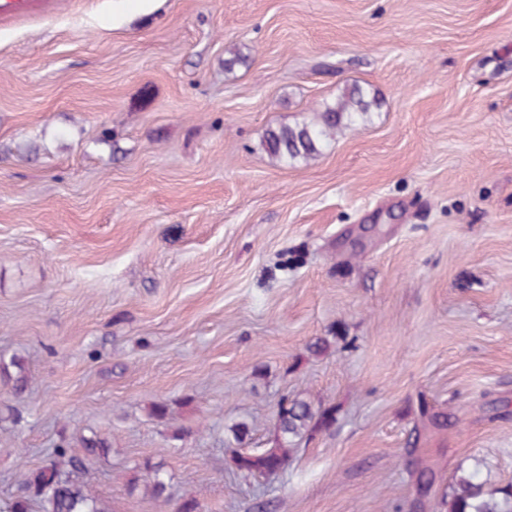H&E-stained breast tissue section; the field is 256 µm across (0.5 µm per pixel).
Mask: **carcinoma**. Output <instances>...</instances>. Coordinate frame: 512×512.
Here are the masks:
<instances>
[{
	"label": "carcinoma",
	"mask_w": 512,
	"mask_h": 512,
	"mask_svg": "<svg viewBox=\"0 0 512 512\" xmlns=\"http://www.w3.org/2000/svg\"><path fill=\"white\" fill-rule=\"evenodd\" d=\"M379 108L376 97L361 85L344 86L336 98L324 102L316 116L300 125L280 126L266 131L263 147L269 157L290 164L308 161L344 129H352ZM30 377L23 357L0 355V385L21 394ZM335 421L332 411L301 395L284 399L277 412L274 437L270 446L248 451L250 425L245 421L228 426L225 453L232 467L246 477L266 476L288 465L298 445L321 433ZM83 449V455L73 449ZM109 439L96 432L81 436H63L55 450L21 478L19 494L0 512H111L108 502L94 494L81 476L83 456H106ZM142 469L148 480L143 490L155 499L167 502L164 465L146 460ZM443 512H512V484H496L483 477L479 467L459 469L451 481L436 490Z\"/></svg>",
	"instance_id": "obj_1"
}]
</instances>
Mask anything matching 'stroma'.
I'll return each mask as SVG.
<instances>
[{
	"label": "stroma",
	"mask_w": 512,
	"mask_h": 512,
	"mask_svg": "<svg viewBox=\"0 0 512 512\" xmlns=\"http://www.w3.org/2000/svg\"><path fill=\"white\" fill-rule=\"evenodd\" d=\"M114 8L0 27V353L32 377L0 387L22 417L0 422V503L76 430L112 444L86 472L112 512H410L423 459L512 482V0ZM354 82L381 103L364 126L267 155ZM297 394L334 424L234 473L226 426L267 447ZM424 408L455 425L416 433ZM146 459L166 510L127 488ZM139 468L145 470L148 475V480L143 485L144 492L151 494L155 499L161 500L164 504L167 503L164 465L146 460L143 462L142 467L139 466Z\"/></svg>",
	"instance_id": "35a3bbf8"
}]
</instances>
